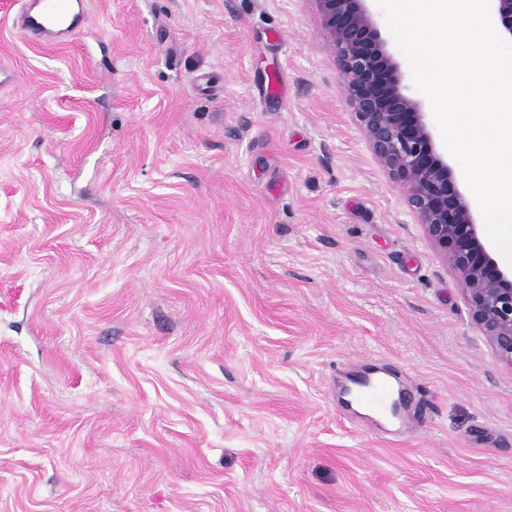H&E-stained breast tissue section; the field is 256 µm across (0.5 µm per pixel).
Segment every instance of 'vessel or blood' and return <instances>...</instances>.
<instances>
[{
	"label": "vessel or blood",
	"instance_id": "1",
	"mask_svg": "<svg viewBox=\"0 0 512 512\" xmlns=\"http://www.w3.org/2000/svg\"><path fill=\"white\" fill-rule=\"evenodd\" d=\"M13 15L17 31L27 42L55 44L65 36L78 32L89 21L84 0H17ZM359 399L363 406L383 418L397 419L402 425H411V409L415 402L405 396L403 405L390 403L395 387L389 377L365 376L359 384Z\"/></svg>",
	"mask_w": 512,
	"mask_h": 512
}]
</instances>
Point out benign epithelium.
<instances>
[{
	"label": "benign epithelium",
	"instance_id": "benign-epithelium-1",
	"mask_svg": "<svg viewBox=\"0 0 512 512\" xmlns=\"http://www.w3.org/2000/svg\"><path fill=\"white\" fill-rule=\"evenodd\" d=\"M314 2L348 101L374 155L402 189L428 240L458 273L472 322L512 365V268L493 256L467 196L439 152L426 101L404 84L373 0ZM490 2L499 31L512 38V0Z\"/></svg>",
	"mask_w": 512,
	"mask_h": 512
}]
</instances>
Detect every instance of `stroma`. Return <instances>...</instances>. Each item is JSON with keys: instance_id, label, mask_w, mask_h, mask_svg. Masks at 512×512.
Segmentation results:
<instances>
[{"instance_id": "obj_1", "label": "stroma", "mask_w": 512, "mask_h": 512, "mask_svg": "<svg viewBox=\"0 0 512 512\" xmlns=\"http://www.w3.org/2000/svg\"><path fill=\"white\" fill-rule=\"evenodd\" d=\"M0 14V512H512V366L313 0ZM421 388L398 431L337 368ZM13 15L17 31L28 43L55 44L78 32L89 21L86 1L17 0Z\"/></svg>"}]
</instances>
